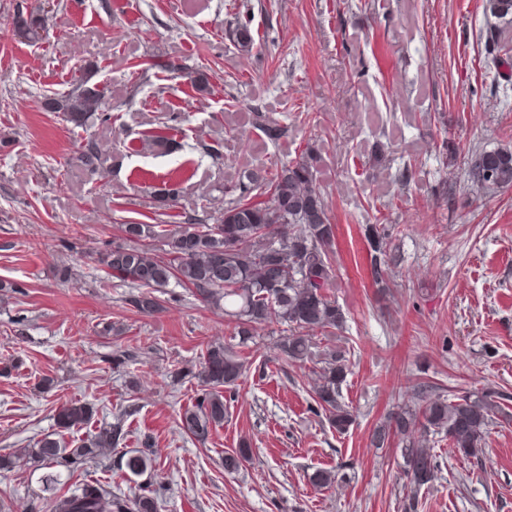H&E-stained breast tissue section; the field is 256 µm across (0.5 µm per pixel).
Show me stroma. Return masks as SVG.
<instances>
[{"instance_id": "stroma-1", "label": "stroma", "mask_w": 512, "mask_h": 512, "mask_svg": "<svg viewBox=\"0 0 512 512\" xmlns=\"http://www.w3.org/2000/svg\"><path fill=\"white\" fill-rule=\"evenodd\" d=\"M45 6L47 36L18 42L16 14ZM241 15L248 51L228 38ZM485 27L483 0H0V455L54 432L57 408L80 400L95 414L64 443L119 420V451L151 441L160 512H512V186L467 182L476 152L512 148V82L493 81ZM170 60L206 71L210 93L162 71ZM90 62L112 119L82 129L42 100ZM258 110L286 127L278 141L256 127ZM90 137L110 148L104 173L76 161ZM310 143L336 226L329 293L346 317L315 341L351 361L341 401L357 419L342 434L316 409L318 359H275L283 325L238 347L223 308L173 285L158 292L163 311L143 315L135 286L97 262L122 243L120 224L173 233L219 215L244 172L275 173ZM164 187L177 204L154 208ZM366 224L394 228L386 294L367 270ZM215 343L237 346L246 371L202 446L181 415ZM120 350L130 358L118 366ZM420 382L496 392L502 412L481 459L436 437V477L417 487L397 445L373 447L371 433L416 408ZM243 439L251 460L225 470ZM318 469L333 486L310 483ZM0 503L49 512L23 467L0 474Z\"/></svg>"}]
</instances>
